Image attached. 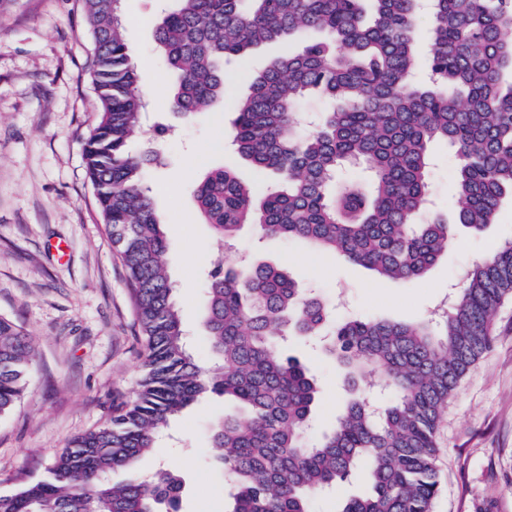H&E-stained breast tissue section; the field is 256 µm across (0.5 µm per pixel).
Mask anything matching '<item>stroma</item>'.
I'll use <instances>...</instances> for the list:
<instances>
[{
  "mask_svg": "<svg viewBox=\"0 0 512 512\" xmlns=\"http://www.w3.org/2000/svg\"><path fill=\"white\" fill-rule=\"evenodd\" d=\"M170 0H122L128 53L145 103L144 126L172 124L174 134L154 148L160 162L147 172L169 242L166 257L184 327L200 361L203 273L219 247L194 201L197 181L212 167L233 166L250 184L254 168L229 146L234 112L215 105L193 120L174 119L167 98L174 78L155 50L154 26ZM283 51L273 43L247 59L227 62L232 93ZM92 36L82 0H0V316L34 338L30 386L0 416V494L45 474L73 436L101 425L114 399L131 398L143 375L142 341L125 270L104 234L94 189L85 173L83 145L98 121L88 72ZM457 159L445 145L432 151L433 208L448 216ZM512 241V200L483 234L458 232L424 277L387 282L330 255L282 240L258 242L248 231L232 243L239 256L285 268L333 302L336 318L380 316L413 321L459 287L466 269L491 249ZM288 352L304 361L320 393L306 436L318 442L342 408L347 388L335 364L312 344ZM224 412L212 394L170 424L147 470L164 464L183 481L179 512H226L229 486L210 466L209 426ZM440 492L433 512H512V300L497 314L492 347L462 380L437 433Z\"/></svg>",
  "mask_w": 512,
  "mask_h": 512,
  "instance_id": "35a3bbf8",
  "label": "stroma"
}]
</instances>
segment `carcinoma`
Here are the masks:
<instances>
[{"label": "carcinoma", "mask_w": 512, "mask_h": 512, "mask_svg": "<svg viewBox=\"0 0 512 512\" xmlns=\"http://www.w3.org/2000/svg\"><path fill=\"white\" fill-rule=\"evenodd\" d=\"M93 36L90 73L99 121L84 150L105 234L124 267L144 345L133 398L55 456L46 475L0 496V512H178L182 480L157 468L124 482L159 433L198 398L233 399L241 414L211 424L214 462L230 485L229 512H311L314 496L357 473L371 491L341 512H432L441 414L493 342L512 299V242L468 271L440 319H334L330 303L269 263L221 257L205 289L210 365L191 352L167 271V239L151 190L147 148L127 150L144 107L120 18L121 0H82ZM154 38L179 74L169 109L182 117L220 102L236 114L232 144L257 174L227 167L198 182L196 205L221 242L245 226L302 243L380 279L423 276L454 228L480 233L512 196V0H175ZM427 20L430 41L419 48ZM287 50L230 92L224 60L270 43ZM333 107L301 131L296 106ZM454 150L453 221L427 209L431 150ZM290 337L320 343L352 392L331 429L306 440L317 381ZM35 342L0 317V415L27 389Z\"/></svg>", "instance_id": "obj_1"}]
</instances>
